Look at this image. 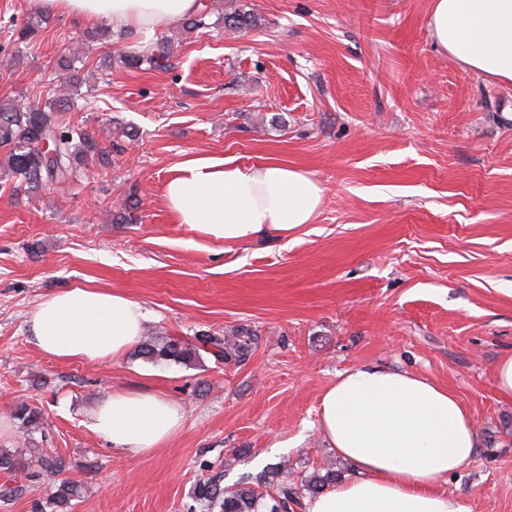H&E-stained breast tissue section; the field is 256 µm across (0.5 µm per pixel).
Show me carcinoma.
Instances as JSON below:
<instances>
[{
  "label": "carcinoma",
  "instance_id": "obj_1",
  "mask_svg": "<svg viewBox=\"0 0 512 512\" xmlns=\"http://www.w3.org/2000/svg\"><path fill=\"white\" fill-rule=\"evenodd\" d=\"M45 20L29 19L14 29L15 41L31 43L40 32ZM255 24V17L242 11L224 14V29L240 32ZM90 46L76 48L57 61L58 69L66 73L63 89L56 94L47 92L44 99L29 105L14 100L0 102V149L5 157L0 159V179L11 178L29 190H39L48 185L69 181L78 165L95 160L97 144L82 129L64 122L62 113L74 110V101L82 98L84 80L72 71V65L88 57ZM174 54V42L161 38L152 53L143 59L126 55L122 63L127 68H137L147 60L157 68L168 67ZM49 143L47 155L39 149L41 141ZM256 334L240 328L231 334L214 336L200 333L194 340L180 341L169 336H151L138 347V354L150 362L169 361L189 364L200 359V352L211 354L224 364L245 361L252 352ZM15 417L25 430L38 427L40 411L22 403L17 406ZM41 475L52 490L49 504L53 512H70L71 501L80 495V485L65 477L64 460L50 453L40 457ZM24 469L18 454L0 448V502L18 499L23 488L17 474ZM339 475L328 468L297 481L288 478V470L280 464L268 467L254 477L224 485V472H214L194 484L191 496L198 512H305V499L313 497L336 483Z\"/></svg>",
  "mask_w": 512,
  "mask_h": 512
}]
</instances>
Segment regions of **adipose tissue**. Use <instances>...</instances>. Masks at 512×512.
<instances>
[{"instance_id":"ef3b65f1","label":"adipose tissue","mask_w":512,"mask_h":512,"mask_svg":"<svg viewBox=\"0 0 512 512\" xmlns=\"http://www.w3.org/2000/svg\"><path fill=\"white\" fill-rule=\"evenodd\" d=\"M38 9L151 38L196 13L199 0H34ZM428 32L465 70L512 83V0H431ZM323 186L310 173L216 157L183 162L164 186L178 223L224 245L287 237L312 223ZM142 306L115 291L75 287L42 301L28 319L35 347L51 357L123 356L145 331ZM181 405L149 391H115L89 415L117 450L153 453L180 429ZM322 436L355 475L306 503L307 512H468L442 487L474 455L478 434L455 395L406 371L362 364L340 373L319 404Z\"/></svg>"}]
</instances>
